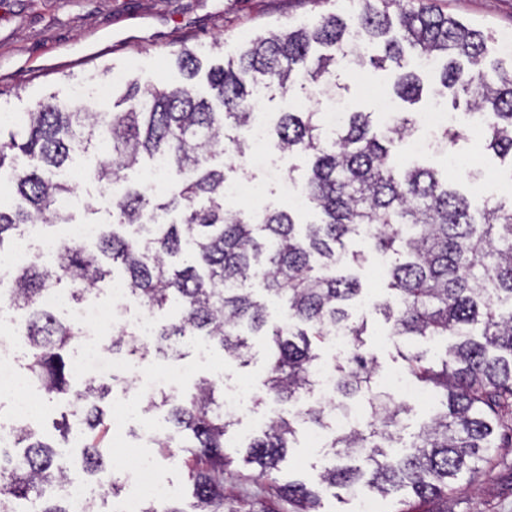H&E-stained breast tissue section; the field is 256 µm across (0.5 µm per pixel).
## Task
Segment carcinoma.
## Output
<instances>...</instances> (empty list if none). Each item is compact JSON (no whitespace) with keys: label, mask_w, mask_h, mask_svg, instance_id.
Returning <instances> with one entry per match:
<instances>
[{"label":"carcinoma","mask_w":512,"mask_h":512,"mask_svg":"<svg viewBox=\"0 0 512 512\" xmlns=\"http://www.w3.org/2000/svg\"><path fill=\"white\" fill-rule=\"evenodd\" d=\"M357 4L346 19L328 14L309 25L270 29L248 39L237 61L206 71L197 53L184 48L175 59L182 84L129 81L120 95L121 112L46 102L0 123V174L8 175L20 199L14 208L0 206V254L26 224L72 223L56 203L74 190L60 173L76 153H101L93 173L101 190L127 180L146 159L163 158L182 176L164 194L142 181L128 184L112 198V223L96 241L63 239L53 259L33 254L13 265L10 304L20 315L28 349L24 369L48 397L67 396L65 440H71L74 412L82 413L86 429L104 425L100 402L124 383L73 385L64 351L80 326L37 301L64 283L77 304L86 288L118 273L136 304L158 311L173 305L178 313L141 348L132 333L115 330L109 350L140 349L174 359L201 337L224 357L244 363L248 337L264 336L271 350L264 394L286 406L313 389L322 363L319 348L331 327H345L350 345L335 364L336 400L342 406L362 400L367 420L332 436V462L322 474L327 490L365 489L383 497L406 491L394 512H417L416 501L448 495L460 475L475 472L471 461L501 448L496 430L502 411L512 406V199L490 195L475 211L469 194L449 178L394 164L414 128L407 116L378 134L369 114L348 112L329 140L319 113H282L276 136L283 150L310 161L305 193L321 215L317 224L297 223L292 208L267 211L257 222L224 208L226 173L209 165L224 143L226 122L243 129L251 123L253 92L246 78L284 92L305 81L330 90L336 67L347 58L376 69L390 61L399 69L394 91L415 103L422 86L416 74L403 71L407 48L444 61L443 86L482 115L476 133L485 150L512 160V68H495L492 77L464 73L463 63L482 64L489 34L414 0ZM27 160L37 166L24 165ZM365 226L374 228V246L392 256L386 294L369 301L391 335L463 337L439 365L419 352L402 355L407 372L431 399L432 416L411 451L401 454L392 448L400 440L404 406L374 393L376 359L366 350L367 318L351 314L362 288L343 261L345 240ZM256 280L264 296L279 301L284 320H270L265 300L252 288ZM219 390L216 380L203 377L187 397L162 396L159 403L170 406L169 427L155 445L171 454L178 440L189 441L194 512H277L269 501L257 508L252 500L224 494L219 474L231 464L224 436L234 421L224 416ZM159 403L150 397L142 406L148 411ZM327 419L321 407L284 411L245 441L246 461L259 467L258 478H269L291 446L295 425L322 426ZM17 438L22 451L0 459V512H15V499L35 503L38 512H66L62 501L46 496V488L64 478L57 451L25 426L17 427ZM101 443L97 437L82 442L84 461L102 486L116 492L118 471L104 460ZM280 493L295 512H317L319 492L305 483L290 482Z\"/></svg>","instance_id":"carcinoma-1"}]
</instances>
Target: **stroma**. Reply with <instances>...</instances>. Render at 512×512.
<instances>
[{"instance_id":"35a3bbf8","label":"stroma","mask_w":512,"mask_h":512,"mask_svg":"<svg viewBox=\"0 0 512 512\" xmlns=\"http://www.w3.org/2000/svg\"><path fill=\"white\" fill-rule=\"evenodd\" d=\"M437 11L452 15L471 26L501 36L512 34V0H430ZM350 0H0V108L24 113L39 102L56 97L70 99L74 86L100 76L102 70L124 74L129 79H150L175 86L182 77L172 63V54L181 47L224 44L225 57L236 56L245 40L275 28L295 27L318 16L336 13L348 15ZM423 92L419 103L410 105L394 98V75L388 71L341 68L336 76V95L349 108L372 115L374 128L386 122L378 111L375 94L391 98L394 110L420 114L435 106L451 108L453 124L467 129L470 119L464 108H452L451 100L432 75L422 77ZM268 145L274 153L281 176L270 175L262 168L247 166L236 158L229 143L223 144L213 162L228 168L229 180L251 177L262 184V201L267 209H284L289 205L287 187L302 188L306 175L303 157L280 150L276 135H269ZM474 138L460 140L455 150L471 157L469 168L449 170L448 155L430 150L417 156L418 164L441 172L461 190L474 186L476 177H485V194L512 195V162L500 160L492 152L476 153ZM348 249L361 253V265L354 269L366 295H384L388 283L386 271L377 269V255L369 241L351 238ZM367 347L374 354L379 375L405 368L398 351L410 347L427 358L443 357L456 336L424 341L418 338L403 342L390 336L382 316L368 314ZM268 348L263 337L252 341L249 363L225 358L219 348H208L199 355L197 344H189L183 358L164 360L155 355H132L144 372L162 368L178 380L183 391H191L196 379L224 373L228 380L242 379L261 388L266 375ZM114 396L101 403L106 434L104 456L120 457L124 448L154 456L161 478L172 485L173 499L184 512L192 505L189 469L192 459L185 451L173 456L159 455L154 443L143 439L145 427L161 423L166 408L159 407L132 419L116 420ZM307 430L299 428L292 448L287 449L278 465L276 481L285 484L303 480L314 484L323 465V451L307 447ZM232 464L223 476L225 492L254 500L273 499L278 512H293L287 499L272 488V481L257 480L256 465L245 463L242 449L228 451ZM419 512H512V450L502 449L489 461L477 464L474 475H462L448 496L420 503Z\"/></svg>"}]
</instances>
